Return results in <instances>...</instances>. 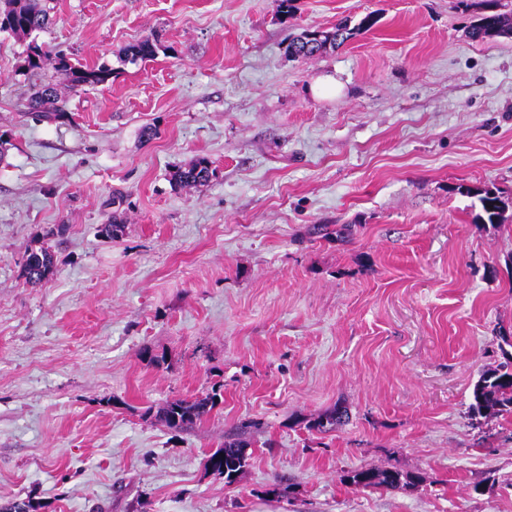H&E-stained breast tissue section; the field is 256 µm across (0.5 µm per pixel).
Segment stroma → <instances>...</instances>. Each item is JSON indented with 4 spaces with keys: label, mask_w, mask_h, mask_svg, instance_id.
<instances>
[{
    "label": "stroma",
    "mask_w": 512,
    "mask_h": 512,
    "mask_svg": "<svg viewBox=\"0 0 512 512\" xmlns=\"http://www.w3.org/2000/svg\"><path fill=\"white\" fill-rule=\"evenodd\" d=\"M293 5L53 0L35 41L113 69L56 123L24 111L27 44L0 32V504L512 512V416L467 414L512 336V37H469L486 0ZM367 17L343 46L287 52ZM153 34L154 60H123ZM324 75L340 94L312 92ZM199 157L212 179L173 187ZM486 187L501 224L476 219ZM46 248L54 274L27 283ZM216 384L223 404L192 429L148 412ZM339 404L342 428L307 429ZM241 430L228 486L204 463ZM367 464L419 480L342 483ZM373 21L364 18L358 27L350 28L347 21L336 24L333 31L305 30L299 36L293 38L288 44V53L301 57L310 58L324 52L329 47H336L356 35L359 30L368 29Z\"/></svg>",
    "instance_id": "obj_1"
}]
</instances>
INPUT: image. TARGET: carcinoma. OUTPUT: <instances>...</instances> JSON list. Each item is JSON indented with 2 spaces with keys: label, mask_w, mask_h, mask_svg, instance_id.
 Here are the masks:
<instances>
[{
  "label": "carcinoma",
  "mask_w": 512,
  "mask_h": 512,
  "mask_svg": "<svg viewBox=\"0 0 512 512\" xmlns=\"http://www.w3.org/2000/svg\"><path fill=\"white\" fill-rule=\"evenodd\" d=\"M50 3L52 0H4V7L0 9V32H7L19 39L31 37L48 24L52 10ZM372 25L373 21L366 17L353 28L341 21L332 31L305 30L289 42L288 53L310 58L329 47L343 44ZM469 34L474 40L493 36L512 37V15L487 10L470 27ZM159 48L158 37H145L129 45L124 55L132 61L149 60L157 55ZM25 63L31 79V87L24 99L25 110L46 122H56L67 116L66 100L60 94V88L77 92L86 86L104 85L112 79V67L107 64L93 67L74 64L65 55L54 54L33 41L27 46ZM212 176L211 162L201 157L173 171L171 182L180 189L197 187L208 182ZM478 201L481 209L477 215L479 222L501 223L504 202L498 192L482 190L478 194ZM54 270V256L44 249L27 256L24 276L28 282L37 284L53 275ZM502 354L504 362L482 372L473 385L468 416L477 425L483 420L512 414V351L504 350ZM222 399L221 387H214L212 392L202 397L175 399L166 403L157 410L156 417L172 430H184L201 422ZM346 419L347 411L338 407L310 421L308 429L328 433L342 426ZM247 447V441L240 437L226 439L224 447L207 457L206 469L223 476L225 483H234L247 465ZM417 480L418 477L414 475L370 465L350 470L342 476V481L351 486L392 490L409 487Z\"/></svg>",
  "instance_id": "obj_1"
}]
</instances>
